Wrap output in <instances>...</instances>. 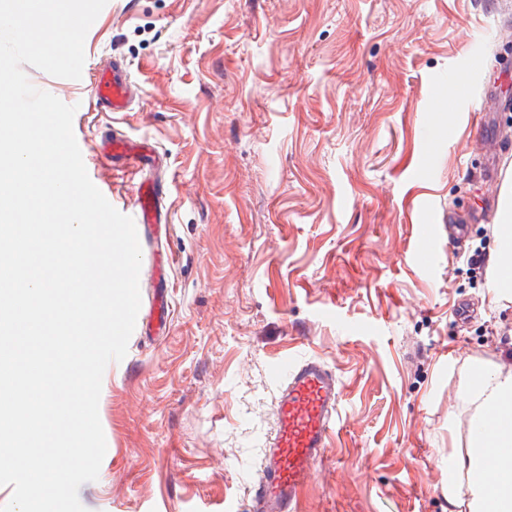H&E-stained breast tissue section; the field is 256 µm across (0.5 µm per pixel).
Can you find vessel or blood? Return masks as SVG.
I'll return each mask as SVG.
<instances>
[{
	"label": "vessel or blood",
	"instance_id": "obj_1",
	"mask_svg": "<svg viewBox=\"0 0 512 512\" xmlns=\"http://www.w3.org/2000/svg\"><path fill=\"white\" fill-rule=\"evenodd\" d=\"M95 106L110 113L131 108L139 89L119 63L92 74ZM106 159L130 155L151 157L146 144L110 136L101 144ZM156 187H139L130 207L134 223L161 227ZM281 375L275 431L262 452L260 478L254 487L253 512H297L303 488L314 479L316 465L329 445L335 425L340 389L335 373L316 357L286 358L274 365Z\"/></svg>",
	"mask_w": 512,
	"mask_h": 512
}]
</instances>
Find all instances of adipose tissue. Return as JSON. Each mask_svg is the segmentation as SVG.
<instances>
[{"label":"adipose tissue","mask_w":512,"mask_h":512,"mask_svg":"<svg viewBox=\"0 0 512 512\" xmlns=\"http://www.w3.org/2000/svg\"><path fill=\"white\" fill-rule=\"evenodd\" d=\"M474 405V446L448 462V501L466 494L469 512H512V374L474 367L466 384ZM495 470H488L487 455Z\"/></svg>","instance_id":"obj_1"}]
</instances>
